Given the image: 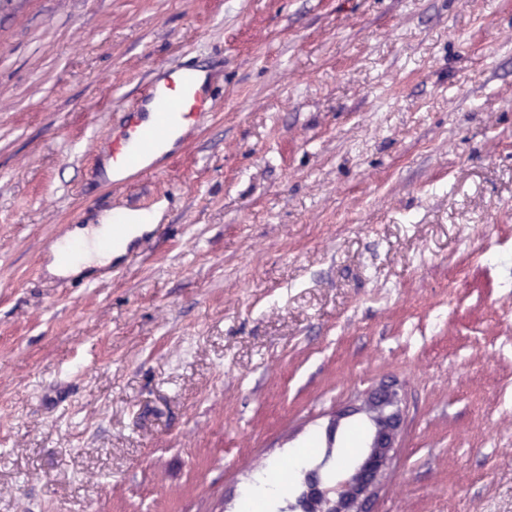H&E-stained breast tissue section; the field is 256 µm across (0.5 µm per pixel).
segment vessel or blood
<instances>
[{
    "label": "vessel or blood",
    "mask_w": 512,
    "mask_h": 512,
    "mask_svg": "<svg viewBox=\"0 0 512 512\" xmlns=\"http://www.w3.org/2000/svg\"><path fill=\"white\" fill-rule=\"evenodd\" d=\"M217 96L210 80L187 67L158 63L140 99L127 107L106 138L115 186L162 173L210 119Z\"/></svg>",
    "instance_id": "obj_1"
}]
</instances>
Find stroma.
<instances>
[{
  "label": "stroma",
  "instance_id": "obj_1",
  "mask_svg": "<svg viewBox=\"0 0 512 512\" xmlns=\"http://www.w3.org/2000/svg\"><path fill=\"white\" fill-rule=\"evenodd\" d=\"M188 46L223 103L108 185L115 104ZM149 197L93 285L50 270ZM383 383L372 512H512V0H0V512H241L274 466L280 512ZM125 214L116 212L113 216V212L105 213L100 217L99 224H92L82 229H78L72 233H68L61 237L59 244L64 242L72 241L74 238H78L81 241H99L108 236L109 224H112L113 219L116 217H124ZM133 224H129L124 219L112 224V240H116L125 235H130L134 229Z\"/></svg>",
  "mask_w": 512,
  "mask_h": 512
}]
</instances>
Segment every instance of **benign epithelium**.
Listing matches in <instances>:
<instances>
[{
    "mask_svg": "<svg viewBox=\"0 0 512 512\" xmlns=\"http://www.w3.org/2000/svg\"><path fill=\"white\" fill-rule=\"evenodd\" d=\"M355 413L363 415L370 428L359 461L334 485L323 482L318 468L307 472L304 495L297 499L294 512H370L400 430L398 392L384 384L372 391Z\"/></svg>",
    "mask_w": 512,
    "mask_h": 512,
    "instance_id": "obj_1",
    "label": "benign epithelium"
}]
</instances>
